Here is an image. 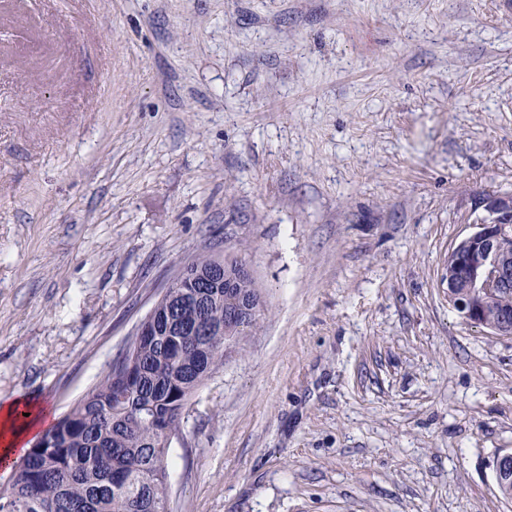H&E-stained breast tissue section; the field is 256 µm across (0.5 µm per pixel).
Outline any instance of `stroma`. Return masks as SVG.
I'll list each match as a JSON object with an SVG mask.
<instances>
[{
    "label": "stroma",
    "instance_id": "stroma-1",
    "mask_svg": "<svg viewBox=\"0 0 512 512\" xmlns=\"http://www.w3.org/2000/svg\"><path fill=\"white\" fill-rule=\"evenodd\" d=\"M492 193L512 0H0V399L62 417L243 238L266 315L171 440V512H512V336L442 277Z\"/></svg>",
    "mask_w": 512,
    "mask_h": 512
}]
</instances>
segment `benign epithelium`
I'll use <instances>...</instances> for the list:
<instances>
[{
  "label": "benign epithelium",
  "mask_w": 512,
  "mask_h": 512,
  "mask_svg": "<svg viewBox=\"0 0 512 512\" xmlns=\"http://www.w3.org/2000/svg\"><path fill=\"white\" fill-rule=\"evenodd\" d=\"M484 207L487 218L462 239L466 249L457 254L456 267L466 279L469 291L465 299L452 301L461 317L475 324L484 322L486 298L512 287V256L499 246L508 229L502 223L503 216L512 214V195L490 194ZM493 467L497 486L512 483V450L498 454Z\"/></svg>",
  "instance_id": "obj_1"
}]
</instances>
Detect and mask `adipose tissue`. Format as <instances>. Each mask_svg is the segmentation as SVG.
<instances>
[{
    "label": "adipose tissue",
    "instance_id": "1",
    "mask_svg": "<svg viewBox=\"0 0 512 512\" xmlns=\"http://www.w3.org/2000/svg\"><path fill=\"white\" fill-rule=\"evenodd\" d=\"M47 415L41 403L25 398L0 404V464L26 452L30 436L43 430Z\"/></svg>",
    "mask_w": 512,
    "mask_h": 512
}]
</instances>
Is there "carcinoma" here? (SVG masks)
Returning a JSON list of instances; mask_svg holds the SVG:
<instances>
[{"label": "carcinoma", "mask_w": 512, "mask_h": 512, "mask_svg": "<svg viewBox=\"0 0 512 512\" xmlns=\"http://www.w3.org/2000/svg\"><path fill=\"white\" fill-rule=\"evenodd\" d=\"M238 239L190 258L186 279L156 304L153 332L129 337L110 369L15 464L0 512H168V438L192 399L265 316ZM248 308L234 325L226 319ZM512 315V289L489 303L484 327ZM183 332L179 345L171 330Z\"/></svg>", "instance_id": "obj_1"}]
</instances>
